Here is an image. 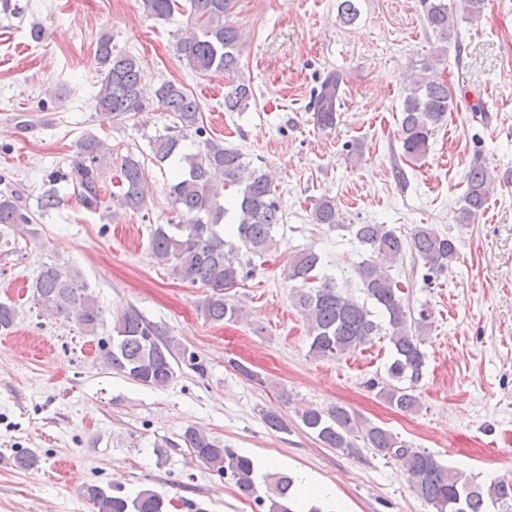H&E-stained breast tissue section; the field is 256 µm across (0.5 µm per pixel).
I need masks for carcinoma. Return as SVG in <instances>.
<instances>
[{"label":"carcinoma","instance_id":"cac0c4a2","mask_svg":"<svg viewBox=\"0 0 512 512\" xmlns=\"http://www.w3.org/2000/svg\"><path fill=\"white\" fill-rule=\"evenodd\" d=\"M177 0H142L144 13L158 20L169 19ZM428 27L446 42L455 30L457 10L448 0H420ZM190 14L199 22L202 36L179 45L189 68L197 72H222L229 77L238 71L241 32L228 20L233 0H190ZM95 61L104 74L95 96L96 110L118 123L143 112L154 103L176 119L175 130L150 140L151 159L157 166L174 159L179 173L168 187L171 203L180 213L176 224L158 226L152 233L151 255L181 281L210 289L202 304L207 320L235 321L242 310L227 290L251 274V263L242 257L262 255L277 245L275 227L283 223L278 198L268 177L251 168L238 148L206 137L199 101L181 84L163 81L145 97L143 72L137 59L112 51V38L103 34L97 41ZM428 74L405 86L399 138L403 156L417 162L427 154L430 140L448 124V112L456 104L452 88L431 66ZM340 78L329 76L316 94L313 119L321 130L336 125V102ZM254 93L249 82L232 81L224 94V111L244 112ZM200 138L194 152L182 144L187 133ZM112 158V149L90 135L79 145L76 159L60 178L71 185L81 206L90 211L103 204L97 178L98 166ZM119 194L116 205L138 212L150 190L145 162L129 154L121 158ZM466 189L460 200L458 220L468 224L482 214L495 192V178L480 162H473L465 175ZM235 194L224 195L226 187ZM233 213V222L224 224ZM312 222L334 227L341 218L332 200H318ZM33 217L16 190L0 191V224L8 227L32 224ZM354 238L366 248L367 257L354 268L365 301L347 294L333 274L320 273L322 256L313 248L293 253L284 266V279L294 283L291 303L306 320L309 353L320 359H338L370 343L380 333L388 338L391 359L386 378L372 379L368 387L391 406L405 413L420 408L419 384L426 366L422 350L424 335L431 327L429 310L412 311L391 270L405 251L413 250L427 267L426 278L443 273L459 256L457 241L437 232L430 224H417L406 237L387 224H350ZM34 300L45 310L73 320L86 333L96 332L103 310L89 292L79 272L66 266L45 264L34 281ZM15 307L0 302V332L14 326ZM115 336L102 346L107 366L154 389L167 387L175 378L174 363L185 355L175 341L156 323L130 307L117 316ZM302 425L328 448L352 453L355 439L399 462L413 480L416 494L435 512H487L497 504L512 503V480H497L486 487L473 484L463 472L443 465L433 454L414 448L390 430L367 422L342 406L309 408L301 414ZM185 443L209 469L234 481L241 495L251 498L268 512H298L293 508V479L278 471L268 472L257 483L251 458L224 447V443L188 428ZM84 496L94 512H165V501L150 489L135 496L108 495L98 486L85 488Z\"/></svg>","mask_w":512,"mask_h":512}]
</instances>
